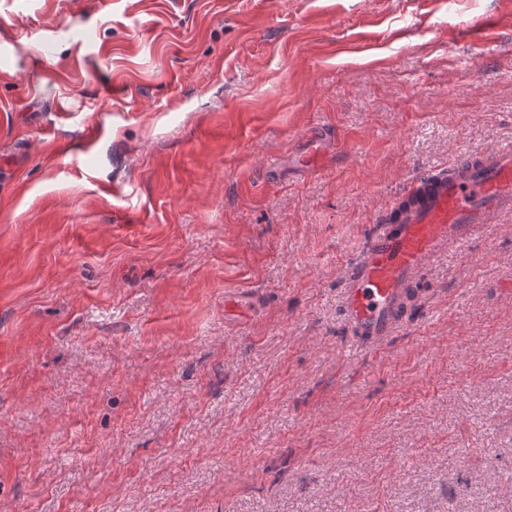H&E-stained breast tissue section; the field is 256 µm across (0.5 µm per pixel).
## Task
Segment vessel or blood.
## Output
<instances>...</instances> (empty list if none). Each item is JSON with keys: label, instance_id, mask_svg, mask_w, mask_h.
<instances>
[{"label": "vessel or blood", "instance_id": "1", "mask_svg": "<svg viewBox=\"0 0 512 512\" xmlns=\"http://www.w3.org/2000/svg\"><path fill=\"white\" fill-rule=\"evenodd\" d=\"M395 229L368 240L344 289L349 323L369 344L386 345L410 278L431 256L469 242L489 225L512 218V145L492 148L445 176H417Z\"/></svg>", "mask_w": 512, "mask_h": 512}]
</instances>
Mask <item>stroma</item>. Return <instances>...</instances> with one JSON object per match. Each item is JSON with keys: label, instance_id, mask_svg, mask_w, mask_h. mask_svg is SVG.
Returning a JSON list of instances; mask_svg holds the SVG:
<instances>
[{"label": "stroma", "instance_id": "stroma-1", "mask_svg": "<svg viewBox=\"0 0 512 512\" xmlns=\"http://www.w3.org/2000/svg\"><path fill=\"white\" fill-rule=\"evenodd\" d=\"M505 144L512 0H0V512H512V226L342 302ZM396 228L370 237L350 266L343 289L348 322L376 347L386 345L410 278L431 256L469 242L489 224L512 218V145L492 148L455 166L450 176H416Z\"/></svg>", "mask_w": 512, "mask_h": 512}]
</instances>
